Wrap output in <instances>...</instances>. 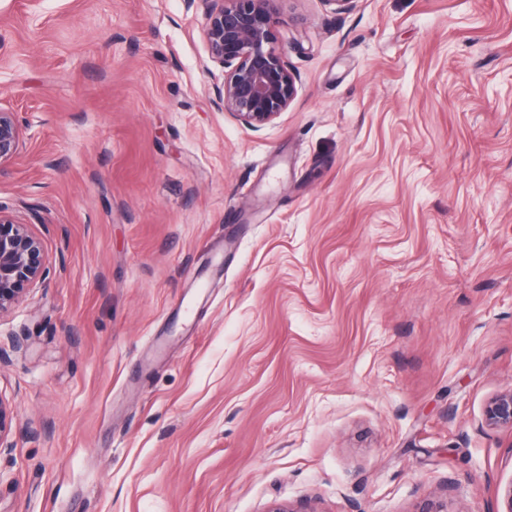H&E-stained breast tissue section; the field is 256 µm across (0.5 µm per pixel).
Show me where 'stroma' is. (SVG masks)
Wrapping results in <instances>:
<instances>
[{
  "label": "stroma",
  "instance_id": "stroma-1",
  "mask_svg": "<svg viewBox=\"0 0 512 512\" xmlns=\"http://www.w3.org/2000/svg\"><path fill=\"white\" fill-rule=\"evenodd\" d=\"M201 6L0 0V512H497L512 432V0H284L297 77L210 102ZM24 143L23 129L17 112L0 106V170L11 164L21 153ZM46 261L43 241L29 224L0 210V316L44 281ZM486 423L492 428L512 430V391L493 398L486 409Z\"/></svg>",
  "mask_w": 512,
  "mask_h": 512
}]
</instances>
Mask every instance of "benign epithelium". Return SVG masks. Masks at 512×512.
Instances as JSON below:
<instances>
[{"instance_id":"7a95c632","label":"benign epithelium","mask_w":512,"mask_h":512,"mask_svg":"<svg viewBox=\"0 0 512 512\" xmlns=\"http://www.w3.org/2000/svg\"><path fill=\"white\" fill-rule=\"evenodd\" d=\"M202 35L212 75V105L242 125L259 128L288 110L296 75L279 45L276 26L284 0H200ZM23 129L17 113L0 106V168L21 153ZM41 238L29 225L0 210V315L9 312L47 274ZM13 412L0 398V449L12 447ZM492 428L512 430V391L493 398L486 409Z\"/></svg>"}]
</instances>
